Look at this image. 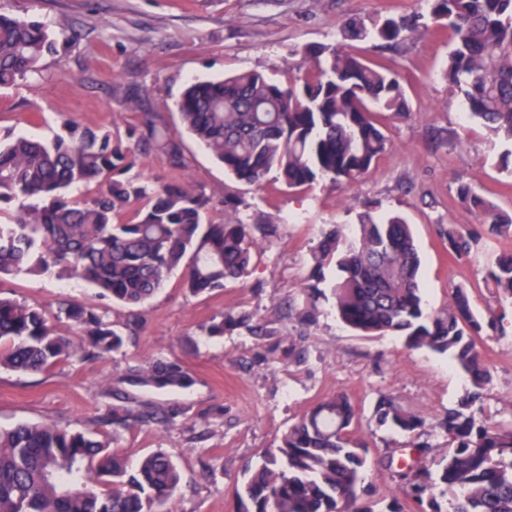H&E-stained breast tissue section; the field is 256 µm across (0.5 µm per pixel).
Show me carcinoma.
<instances>
[{"label": "carcinoma", "instance_id": "obj_1", "mask_svg": "<svg viewBox=\"0 0 512 512\" xmlns=\"http://www.w3.org/2000/svg\"><path fill=\"white\" fill-rule=\"evenodd\" d=\"M430 15L448 32L444 72L464 97L471 118L489 135L512 144V0H428ZM417 21L387 16L372 26L357 18L341 26L343 40L397 41ZM57 39L32 19L0 13V90L39 74ZM313 66L284 85L262 72L223 80H196L177 104L182 125L224 169L260 186L275 172L289 188L322 179L350 184L388 149L380 113L409 111L398 76L334 45L311 53ZM66 134L49 142L0 137V280L18 273L57 270L95 285L101 296L133 309L183 268L181 288L193 296L224 288L250 273L257 242L248 225L205 220L208 201L177 184L150 187L128 176L137 154L156 150L173 166L185 165L181 143L158 112H143L126 140L64 120ZM95 183L97 196L70 199ZM458 199L483 215L481 230L441 227L448 254L471 256L479 241L512 238V217L474 193ZM134 208V218L119 216ZM314 273L336 261V311L348 327L367 335H396L409 348L447 353L468 375L472 390L441 423L448 457L410 468L389 456L386 467L417 512H512V425L488 423L472 407L492 375L477 338L503 327L512 307V251L486 270L498 306L474 313L467 292L429 311L419 280L421 259L409 224L398 216L359 224L357 237L341 228L324 235L313 254ZM79 328L75 338L54 335L43 313L0 296V366L45 372L76 353L106 360L124 345L106 316L77 305L64 308ZM130 381L155 390H182L191 375L180 365L152 362L130 369ZM377 422L412 434L419 415L382 395ZM356 411L343 395L321 401L267 450L240 495L241 512H373L363 503L367 448L353 435ZM157 420L151 411L113 412L116 424ZM174 461L156 453L127 473L108 444L57 424H19L0 430V512H163L180 484Z\"/></svg>", "mask_w": 512, "mask_h": 512}]
</instances>
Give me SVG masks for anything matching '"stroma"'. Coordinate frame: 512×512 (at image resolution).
Segmentation results:
<instances>
[{
	"label": "stroma",
	"instance_id": "1",
	"mask_svg": "<svg viewBox=\"0 0 512 512\" xmlns=\"http://www.w3.org/2000/svg\"><path fill=\"white\" fill-rule=\"evenodd\" d=\"M0 12L39 20L58 35L59 52L45 58L39 75L0 90V132L45 140L61 134L67 118L122 136L141 111L162 113L169 128H180L175 103L190 80L250 70L283 80L306 65V49L322 44H345L399 77L410 110L385 115L387 156L349 185L325 179L290 189L271 174L257 188L228 176L188 135L183 168L170 167L153 151L139 155L135 174L154 186L177 181L195 189L210 199L213 220L228 215L274 225L273 236L259 241L250 275L193 296L173 273L108 360L77 356L41 373L0 367V429L21 422L86 426L105 436L132 469L148 454H167L182 476L174 512H239L236 492L247 468L259 465L323 399L345 395L358 416L354 433L370 451L371 506L386 512L403 492L381 465L385 452L418 443L429 460L446 456L448 437L439 423L470 382L448 355L343 325L331 290L336 268L326 266L324 280L314 278L313 252L334 227L353 237L362 215L401 214L421 252L429 306L446 309L462 286L481 313L496 303L486 266L508 243H483L475 257L455 260L440 227L478 224V214L457 198L463 183L512 213V175L496 166L503 146L467 119L461 96L449 89L443 69L448 40L426 0H0ZM390 15L417 18L419 26L392 43H343L347 18L369 25ZM228 198L234 210H225ZM0 294L42 309L64 337L78 332L58 314L66 302L106 312L119 328L130 317L89 284L55 273L7 278ZM307 309L313 322L299 318ZM225 315L233 321L223 335L209 336V325ZM480 345L492 383L474 411L511 424L512 323ZM155 360L180 364L192 386L156 392L127 380L128 368ZM383 395L421 416L423 428L408 435L379 426L374 409ZM153 408L175 411L174 423L126 428L109 421L116 410Z\"/></svg>",
	"mask_w": 512,
	"mask_h": 512
}]
</instances>
